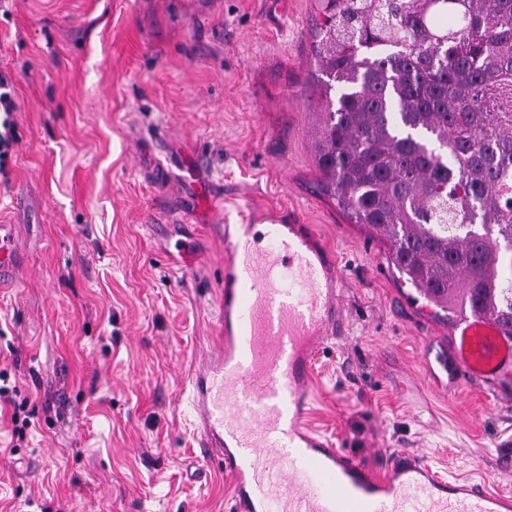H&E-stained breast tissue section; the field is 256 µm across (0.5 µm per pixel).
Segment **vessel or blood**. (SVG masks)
<instances>
[{
    "label": "vessel or blood",
    "mask_w": 512,
    "mask_h": 512,
    "mask_svg": "<svg viewBox=\"0 0 512 512\" xmlns=\"http://www.w3.org/2000/svg\"><path fill=\"white\" fill-rule=\"evenodd\" d=\"M17 262L15 228L0 224V286ZM343 281L312 225L224 233L221 344L190 382L199 445L233 476L235 512H512L511 495L442 480L416 454L377 477L311 429V364L343 335ZM453 333L457 376L496 394L512 378V341L486 311Z\"/></svg>",
    "instance_id": "vessel-or-blood-1"
}]
</instances>
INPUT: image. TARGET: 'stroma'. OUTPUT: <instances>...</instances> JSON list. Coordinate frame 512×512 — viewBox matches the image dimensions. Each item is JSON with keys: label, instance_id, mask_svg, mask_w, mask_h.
<instances>
[{"label": "stroma", "instance_id": "obj_1", "mask_svg": "<svg viewBox=\"0 0 512 512\" xmlns=\"http://www.w3.org/2000/svg\"><path fill=\"white\" fill-rule=\"evenodd\" d=\"M313 0H0L17 143L0 224V367L33 423L0 409V512H230L190 413L217 334L227 224H311L345 269L348 325L312 366L310 422L385 472L512 493V382L453 371V333L381 243L317 190ZM18 248L13 224H0V286L13 281Z\"/></svg>", "mask_w": 512, "mask_h": 512}]
</instances>
